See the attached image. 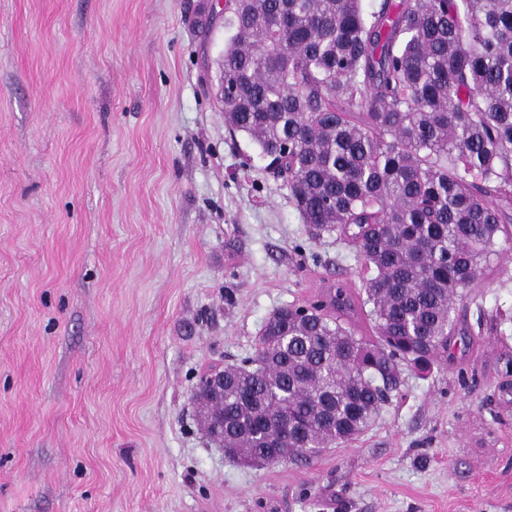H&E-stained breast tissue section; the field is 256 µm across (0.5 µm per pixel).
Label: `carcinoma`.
<instances>
[{"mask_svg":"<svg viewBox=\"0 0 512 512\" xmlns=\"http://www.w3.org/2000/svg\"><path fill=\"white\" fill-rule=\"evenodd\" d=\"M224 30L225 127L370 274L278 308L198 404L251 456L337 447L401 366L448 358L456 301L512 246V0H224Z\"/></svg>","mask_w":512,"mask_h":512,"instance_id":"carcinoma-1","label":"carcinoma"}]
</instances>
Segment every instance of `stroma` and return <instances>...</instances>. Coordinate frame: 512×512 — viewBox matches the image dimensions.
I'll return each instance as SVG.
<instances>
[{
  "instance_id": "35a3bbf8",
  "label": "stroma",
  "mask_w": 512,
  "mask_h": 512,
  "mask_svg": "<svg viewBox=\"0 0 512 512\" xmlns=\"http://www.w3.org/2000/svg\"><path fill=\"white\" fill-rule=\"evenodd\" d=\"M223 7L0 0V512H512V248L355 441L250 466L205 435L204 370L366 277L230 139Z\"/></svg>"
}]
</instances>
